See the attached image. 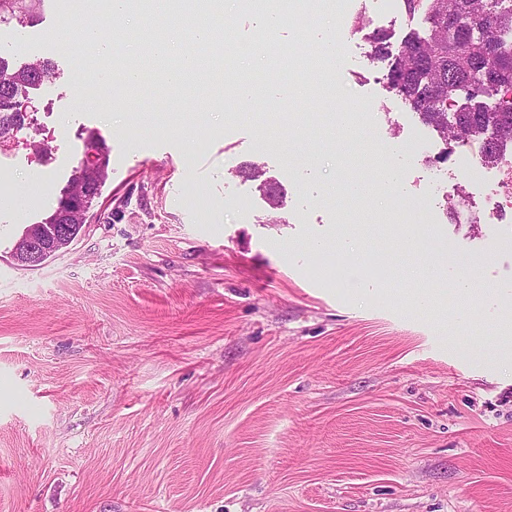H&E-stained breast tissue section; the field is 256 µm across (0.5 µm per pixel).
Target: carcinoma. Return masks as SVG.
Masks as SVG:
<instances>
[{"mask_svg": "<svg viewBox=\"0 0 512 512\" xmlns=\"http://www.w3.org/2000/svg\"><path fill=\"white\" fill-rule=\"evenodd\" d=\"M46 0H0V24L34 20ZM410 18L419 17L425 33L410 30L400 41L385 29L371 27L366 17L354 20L381 65L383 91L402 100L420 121L442 138L445 161L448 142H481L480 161L489 166L512 144V5L505 0H402ZM56 75L55 65L39 59L15 68L0 56V140L24 122L26 109L19 89L38 87ZM106 158L75 170L47 224H79L74 210L80 195L95 198L105 177Z\"/></svg>", "mask_w": 512, "mask_h": 512, "instance_id": "obj_1", "label": "carcinoma"}]
</instances>
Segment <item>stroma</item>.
I'll list each match as a JSON object with an SVG mask.
<instances>
[{"instance_id": "1", "label": "stroma", "mask_w": 512, "mask_h": 512, "mask_svg": "<svg viewBox=\"0 0 512 512\" xmlns=\"http://www.w3.org/2000/svg\"><path fill=\"white\" fill-rule=\"evenodd\" d=\"M287 6L297 24L269 41L246 0H222V40L260 83L232 121L213 107L221 82L173 89L154 71L135 93L116 74L73 102L67 53L37 42L58 0L0 29L13 66L58 69L21 91L24 126L0 153L14 197L0 207V512H512V215L454 221L438 197L428 224L355 218L345 184L412 203L442 147L383 96L352 25L362 11L399 36L410 20L375 0ZM324 27L368 146L335 129L321 84L288 97L268 81ZM99 139L108 176L79 236L19 267L15 243ZM250 162L282 188L278 212L238 176ZM444 251L473 259L467 294L434 266Z\"/></svg>"}]
</instances>
